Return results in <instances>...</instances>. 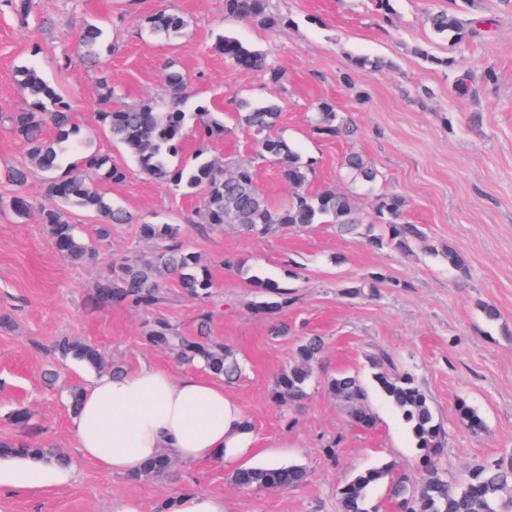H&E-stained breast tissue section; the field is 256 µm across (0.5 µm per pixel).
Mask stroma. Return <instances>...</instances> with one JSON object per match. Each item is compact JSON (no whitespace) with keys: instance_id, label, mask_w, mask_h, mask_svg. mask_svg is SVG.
Segmentation results:
<instances>
[{"instance_id":"35a3bbf8","label":"stroma","mask_w":512,"mask_h":512,"mask_svg":"<svg viewBox=\"0 0 512 512\" xmlns=\"http://www.w3.org/2000/svg\"><path fill=\"white\" fill-rule=\"evenodd\" d=\"M460 4L392 0L386 21L374 0H270L283 23L266 30L225 16L224 0H33L25 18L0 0V113L27 99L17 83L18 67L37 66L70 99L78 139L125 166V179L103 183L102 190L137 218L113 226L95 261L59 256L37 211L46 201V175L30 165L22 142L0 120V314L9 318L0 326V440L37 438L69 456L77 472L69 486L19 490L0 499L5 512H112L118 498L136 500L141 512H161L164 501L181 492L222 497L224 512H338L337 490L354 471L390 461L395 475L418 479L417 451L392 407L371 394L372 425L353 424L324 384L343 371L370 380L368 361L383 353L417 377L442 421L446 478L478 461L512 458V8L501 0H475L479 11L494 17L491 31L465 47L462 67L428 62V55L456 50L433 36L427 12ZM159 9L185 20L178 40L141 35L146 16ZM87 22L105 30L100 72L87 68L75 50ZM224 31L276 61L286 73L283 84L226 61L214 48ZM66 54L70 66L58 68ZM360 56H379L390 66L380 72L356 67ZM169 62L187 74L196 100L225 115L229 131L209 147L210 158L226 165L253 160L250 133L227 110L237 98L277 101V134L315 162L310 191L351 192L340 164L346 153L359 152L379 174L375 193L398 194L405 219L424 225L426 239L403 254L318 224L288 226L262 240L232 224L206 227L199 195L175 192L144 175L95 119L100 75L109 76L121 103L157 100L166 93ZM465 71L473 80L461 93L456 81ZM323 100L357 125L355 139L313 133L309 118ZM16 166L27 169L21 187L2 177ZM20 193L36 204L25 216L9 206ZM142 220L180 225L182 240L213 280L211 334L230 346L242 366L228 390L257 438L248 464L303 465L309 472L303 486L247 492L233 484L230 469L180 461L159 481L133 483L80 457L68 389L85 386L93 371L48 355L47 347L68 337L95 345L106 361L128 371L144 363L176 374L187 370L144 342L140 313L91 305L96 283L113 265L154 251L140 234ZM450 249L465 259L467 275L449 267ZM228 258L238 270L225 268ZM251 272L294 289V303L278 318L252 309ZM374 275L378 296L345 295L346 286ZM164 291L159 314L194 334L200 304L176 278L166 279ZM485 303L498 309L497 320L485 319ZM278 320L288 324V333L274 334ZM309 334L323 336L326 348L306 399L287 411L271 397L273 381ZM462 399L484 418L483 433L460 422ZM19 408L30 412L34 431L12 422ZM330 445L336 448L332 457L325 453Z\"/></svg>"}]
</instances>
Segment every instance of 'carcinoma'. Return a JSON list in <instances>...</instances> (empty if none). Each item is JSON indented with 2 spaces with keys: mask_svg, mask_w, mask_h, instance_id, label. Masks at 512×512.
Returning <instances> with one entry per match:
<instances>
[{
  "mask_svg": "<svg viewBox=\"0 0 512 512\" xmlns=\"http://www.w3.org/2000/svg\"><path fill=\"white\" fill-rule=\"evenodd\" d=\"M224 13L267 29L283 24V19L270 10L269 0H224ZM426 23L433 33L449 37L455 46L467 45L487 32L492 19L480 13L461 15L456 11L437 10L426 14ZM184 28L181 16L165 10L147 16L146 31L166 41L181 37ZM102 38V28L91 23L85 24L78 35L79 49L92 65L99 62ZM215 49L241 69L264 71L274 85L284 80L281 69L269 63L263 53L230 34H218ZM16 76L28 100L24 108L5 113L3 119L24 144L30 162L52 174L46 186L50 203L40 206L42 223L46 224L61 256L71 260L93 259L109 241L112 225L133 221L130 212L112 205L99 188L102 181H123L125 168L111 156L73 139L76 127L70 101L35 67L22 66ZM165 83L167 99L161 108L150 101L114 107L112 100L118 97V91L109 77L103 75L98 88L104 108L95 118L143 174L165 181L176 192L200 194L208 225L233 224L254 239H264L287 225L329 224L345 233H356L362 228L369 245H386L402 253L425 238L421 225L405 220L404 202L396 194L377 195L370 212L364 213L344 192L330 188L309 191L313 160L304 158L274 132L280 115V106L274 101H241L233 118L251 133L258 146L257 159L280 167L291 187L286 203L275 206L261 193L257 166L253 163H238L227 169L206 157L201 149L192 164L172 167L170 159L182 149L186 129H192L196 141L204 147L223 138L227 128L224 119L209 112L203 104L196 105L193 112L187 110L193 95L189 79L182 72L167 67ZM311 123L313 133L320 136L351 133L350 124L338 116L328 101L316 105ZM49 128L53 130L51 137L47 134ZM72 153L80 154L78 161L65 175H55ZM343 168L352 180L365 185L374 183L378 177L377 171L358 153L348 154ZM67 207L101 217L95 239L84 241L79 237L77 226L68 220ZM140 229L144 238L156 241L153 256L127 259L112 276L100 280L93 294L94 306L119 305L142 312L147 344L180 362L198 364L213 377L228 382L235 379L240 365L228 345L210 336V312L201 314L194 336L184 334L168 319L152 314L163 299V276H176L186 293L205 300L214 288L208 270L198 255L181 241L178 225L143 222ZM249 285L262 296V300L252 302V308L260 314L277 315L292 302L293 291L272 279L254 276ZM323 349L324 342L319 336H308L301 341L293 361L274 381L272 398L276 403L288 408L306 398L307 385ZM49 351L71 356L95 370L105 367L100 351L89 343L61 339ZM370 369L378 391L396 411L418 450L422 478L411 484L403 477H394L387 464L358 471L338 489L339 512H377L370 493L383 482L387 483L389 498L399 512H502L506 508L504 494L512 490V460L478 463L461 479L448 480L441 474L446 430L416 378L409 372L396 370L388 355L371 358ZM327 386L352 422L361 426L372 424L368 390L359 375L340 373L328 379ZM457 411L472 433L484 431L483 419L465 401L458 402ZM16 455H40L61 464L68 463L66 457L40 441H0V457ZM171 466L172 459L161 455L144 463L127 478L134 483L155 480L166 475ZM231 479L245 491H277L303 485L307 471L297 464L248 466L233 471Z\"/></svg>",
  "mask_w": 512,
  "mask_h": 512,
  "instance_id": "1",
  "label": "carcinoma"
}]
</instances>
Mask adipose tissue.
Returning <instances> with one entry per match:
<instances>
[{
  "instance_id": "adipose-tissue-1",
  "label": "adipose tissue",
  "mask_w": 512,
  "mask_h": 512,
  "mask_svg": "<svg viewBox=\"0 0 512 512\" xmlns=\"http://www.w3.org/2000/svg\"><path fill=\"white\" fill-rule=\"evenodd\" d=\"M73 432L80 456L110 474L130 473L161 453L185 463L238 466L255 444L246 411L221 381L195 372L175 376L152 364L91 379ZM75 475L70 465L0 458V492L66 486Z\"/></svg>"
}]
</instances>
